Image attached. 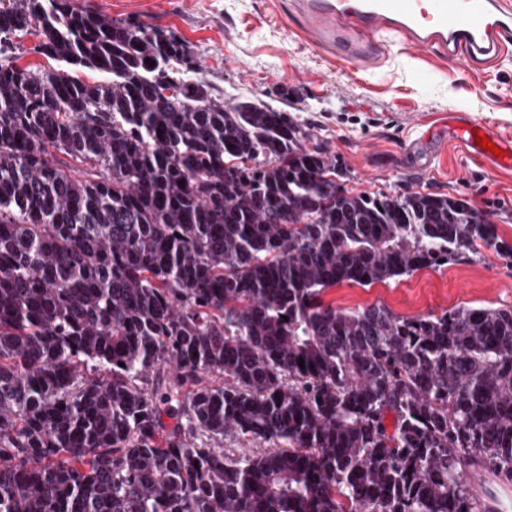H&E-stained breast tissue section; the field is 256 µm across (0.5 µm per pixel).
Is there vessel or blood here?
<instances>
[{
  "mask_svg": "<svg viewBox=\"0 0 512 512\" xmlns=\"http://www.w3.org/2000/svg\"><path fill=\"white\" fill-rule=\"evenodd\" d=\"M293 10L313 43L364 66L380 55L386 32L403 35L417 50L438 49L474 63L512 45L506 0H293ZM456 133L471 156L512 168V141L491 135L502 151L497 157L477 144L473 124L460 123Z\"/></svg>",
  "mask_w": 512,
  "mask_h": 512,
  "instance_id": "obj_1",
  "label": "vessel or blood"
}]
</instances>
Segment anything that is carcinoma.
<instances>
[{
	"label": "carcinoma",
	"instance_id": "carcinoma-1",
	"mask_svg": "<svg viewBox=\"0 0 512 512\" xmlns=\"http://www.w3.org/2000/svg\"><path fill=\"white\" fill-rule=\"evenodd\" d=\"M33 29L108 79L0 65V512H481L469 468L512 484L511 309L323 300L512 261L472 200L345 188L170 29L0 6Z\"/></svg>",
	"mask_w": 512,
	"mask_h": 512
}]
</instances>
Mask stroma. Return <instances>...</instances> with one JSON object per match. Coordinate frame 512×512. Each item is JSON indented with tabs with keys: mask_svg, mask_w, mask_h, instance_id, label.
<instances>
[{
	"mask_svg": "<svg viewBox=\"0 0 512 512\" xmlns=\"http://www.w3.org/2000/svg\"><path fill=\"white\" fill-rule=\"evenodd\" d=\"M75 2L190 41L201 77L217 92L296 115L312 143L336 155L348 188L469 198L512 243V170L471 160L452 127L461 114L512 138V49L470 65L389 35L380 61L364 67L307 38L291 0ZM323 299L347 309L382 302L405 316L459 304L512 308V269L489 255L366 288L340 284Z\"/></svg>",
	"mask_w": 512,
	"mask_h": 512,
	"instance_id": "35a3bbf8",
	"label": "stroma"
}]
</instances>
